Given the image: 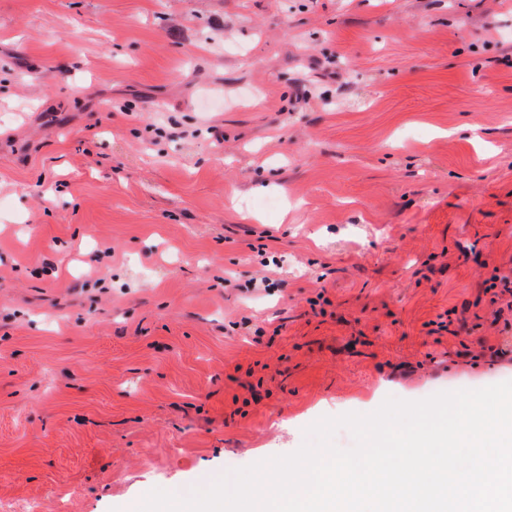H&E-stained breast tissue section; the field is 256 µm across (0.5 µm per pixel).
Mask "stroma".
Instances as JSON below:
<instances>
[{"label": "stroma", "mask_w": 512, "mask_h": 512, "mask_svg": "<svg viewBox=\"0 0 512 512\" xmlns=\"http://www.w3.org/2000/svg\"><path fill=\"white\" fill-rule=\"evenodd\" d=\"M511 301L512 0H0V512L512 381Z\"/></svg>", "instance_id": "1"}]
</instances>
